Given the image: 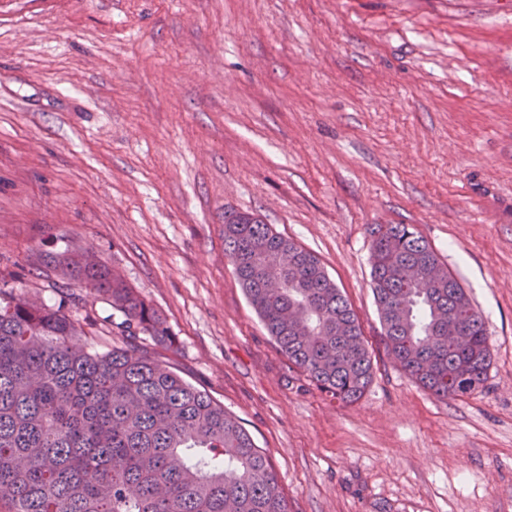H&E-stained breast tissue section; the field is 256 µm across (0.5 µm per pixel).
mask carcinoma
<instances>
[{
  "mask_svg": "<svg viewBox=\"0 0 512 512\" xmlns=\"http://www.w3.org/2000/svg\"><path fill=\"white\" fill-rule=\"evenodd\" d=\"M373 295L381 341L398 367L440 398L472 394L490 366L481 316L448 268L430 288L411 285L410 261L440 262L407 224L371 229ZM297 251L300 281L272 290L251 257ZM224 252L249 304L288 363L322 391L357 401L373 361L358 318L319 258L251 214L224 212ZM35 269L60 291L57 306L0 288V512H290L268 456L239 419L187 381L159 348L174 337L120 271L77 246L39 250ZM86 288L122 317L121 345L97 342V323L72 317ZM296 308L310 336L288 331ZM469 325L450 344L437 320ZM344 325L336 338L328 327ZM86 341L78 342L76 337Z\"/></svg>",
  "mask_w": 512,
  "mask_h": 512,
  "instance_id": "1",
  "label": "carcinoma"
}]
</instances>
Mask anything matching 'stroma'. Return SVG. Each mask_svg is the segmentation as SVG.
<instances>
[{
    "label": "stroma",
    "mask_w": 512,
    "mask_h": 512,
    "mask_svg": "<svg viewBox=\"0 0 512 512\" xmlns=\"http://www.w3.org/2000/svg\"><path fill=\"white\" fill-rule=\"evenodd\" d=\"M248 212L319 257L374 359L342 403L293 371L224 252ZM409 224L480 312L482 389L387 357L370 230ZM164 317L182 376L269 456L291 512H512V0H0V278L52 238ZM74 318L120 342L80 289Z\"/></svg>",
    "instance_id": "35a3bbf8"
}]
</instances>
